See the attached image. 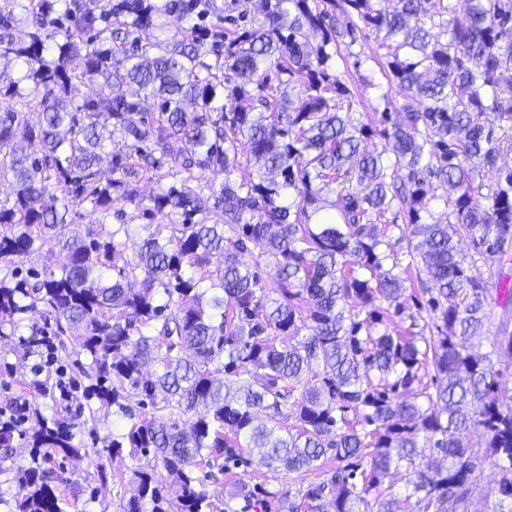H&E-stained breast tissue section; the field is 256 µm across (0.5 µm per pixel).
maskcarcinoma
<instances>
[{
    "instance_id": "obj_1",
    "label": "carcinoma",
    "mask_w": 512,
    "mask_h": 512,
    "mask_svg": "<svg viewBox=\"0 0 512 512\" xmlns=\"http://www.w3.org/2000/svg\"><path fill=\"white\" fill-rule=\"evenodd\" d=\"M14 2L18 13L0 14V70L17 71L0 85V266L11 268L0 327L41 303L60 332H79L95 378L88 398L130 420L107 459L153 456L133 470L123 512H214L224 495L240 512H362L372 490L375 512H399L382 483L401 470L415 512H471L486 455L500 473L491 512H512V407L497 395L496 367L512 359L509 320L490 352L470 347L492 305H512V281L489 288L456 245L467 239L498 261L512 252V167L498 166L512 153V0H395L391 11L382 0H258L259 18L232 30L214 0ZM364 30L386 49L366 57L377 67L370 85L385 102L393 91L406 100L382 111L390 161L370 148L375 129L354 118L331 69L332 52ZM87 82L94 96L74 103ZM131 84L157 100V114L127 99ZM30 96L35 125L16 107ZM489 112L495 127L483 122ZM244 142L257 177L238 183ZM104 162L114 178L103 185ZM165 163L180 183L139 197L132 179ZM484 167L498 169L486 193ZM210 174L224 180L209 182L205 206L195 184ZM433 180L445 220L427 223ZM325 189L332 213L319 206ZM116 193L147 223L135 259L110 279L134 231L112 210ZM73 206L116 227L68 236ZM401 215L403 272L425 269L415 282L437 315L435 336L378 329L376 302L401 312L405 278L376 225ZM249 243L275 258L271 279L240 267ZM42 251V270L21 268ZM277 291L284 301L270 297ZM350 303L363 320L347 322ZM303 329L292 345L272 343ZM149 362L161 371L144 373ZM131 394L143 412L126 404ZM473 427L488 437L484 456L468 446ZM24 436L35 457L88 455L56 416L33 412ZM253 448L274 476L322 479L294 493L262 483L218 492L198 475L250 465ZM420 448L436 453L423 469ZM19 483L18 512H65L50 471L33 465Z\"/></svg>"
}]
</instances>
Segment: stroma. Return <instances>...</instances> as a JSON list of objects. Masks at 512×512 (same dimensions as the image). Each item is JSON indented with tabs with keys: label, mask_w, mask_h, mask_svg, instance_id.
I'll return each mask as SVG.
<instances>
[{
	"label": "stroma",
	"mask_w": 512,
	"mask_h": 512,
	"mask_svg": "<svg viewBox=\"0 0 512 512\" xmlns=\"http://www.w3.org/2000/svg\"><path fill=\"white\" fill-rule=\"evenodd\" d=\"M377 41L373 35L359 36L349 46L340 47L333 58V69L340 73L350 89L355 101V109L360 113L377 114L385 110L397 111L403 100L400 96H391L389 101L378 98L377 89L364 86L355 63L364 56L377 52ZM403 313H395L388 304H381L384 315L382 326L394 331L409 327L411 322L424 325L426 333H434L435 320L429 311L426 296L418 288L407 287L402 298ZM15 326L9 329L7 336L0 337V409H8L15 401L21 400L30 408L39 409L44 415L58 414L71 423L80 441L89 454L81 459L59 461L40 457L42 467L59 470L60 486L64 489L69 503V512H122L126 501L134 492L131 471L134 463L131 459H116L112 462L113 477L101 481L96 466L97 451L103 450L113 434L121 431L125 424L122 416L114 408L104 407L96 402L78 397L72 404H64L56 399L49 389L37 388L33 383L30 368L34 362L30 354V339L48 336L53 340L56 354L61 365L68 370L77 386L89 384L93 374L88 361L79 352L78 341L72 334H60L56 324L46 308L39 307L16 314ZM30 457L22 436H15L13 453L0 459V512H17L16 502L19 496L17 473L20 468L29 466ZM314 472H288L271 477L265 469L250 466L236 469L233 475H221V487H229L233 481H245L251 484L263 483L271 489L288 488L296 490L317 481Z\"/></svg>",
	"instance_id": "35a3bbf8"
}]
</instances>
